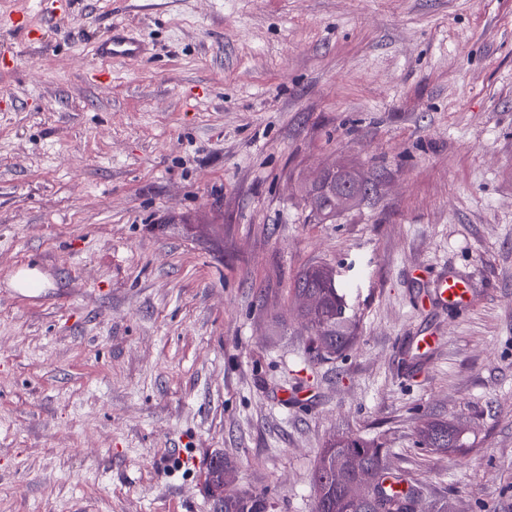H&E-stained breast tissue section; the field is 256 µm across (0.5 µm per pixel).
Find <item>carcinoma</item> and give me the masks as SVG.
I'll use <instances>...</instances> for the list:
<instances>
[{
	"instance_id": "carcinoma-1",
	"label": "carcinoma",
	"mask_w": 512,
	"mask_h": 512,
	"mask_svg": "<svg viewBox=\"0 0 512 512\" xmlns=\"http://www.w3.org/2000/svg\"><path fill=\"white\" fill-rule=\"evenodd\" d=\"M371 178L357 169L343 165L329 168L310 184L303 194L310 213L324 221L336 217V194L348 189L351 201L347 208L358 205L370 193ZM295 295L310 293L320 301V308L306 313L307 329L311 335V349L321 354L345 351L356 340L357 327L346 315L343 294L336 286L332 270L319 263L310 265L296 279ZM423 445L433 451L456 448L459 432L445 421H430L420 430ZM364 463L363 477L374 484L373 502H350L345 499L341 478L351 457ZM313 484L314 512H414L412 502L420 497L422 488L408 474L386 468L384 449L377 443L357 435H341L331 440L317 460ZM273 503L261 493H243L224 500V512H272Z\"/></svg>"
}]
</instances>
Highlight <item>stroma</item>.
<instances>
[{"mask_svg":"<svg viewBox=\"0 0 512 512\" xmlns=\"http://www.w3.org/2000/svg\"><path fill=\"white\" fill-rule=\"evenodd\" d=\"M51 3L0 0V512H212L219 454L313 512L342 433L417 512H512V0ZM114 25L147 54L97 59ZM335 165L377 188L321 222L302 189ZM316 261L358 320L322 360ZM445 272L468 308L433 302ZM432 419L461 447L421 448ZM42 275L36 268L19 270L13 277L12 286L24 295H37Z\"/></svg>","mask_w":512,"mask_h":512,"instance_id":"obj_1","label":"stroma"}]
</instances>
